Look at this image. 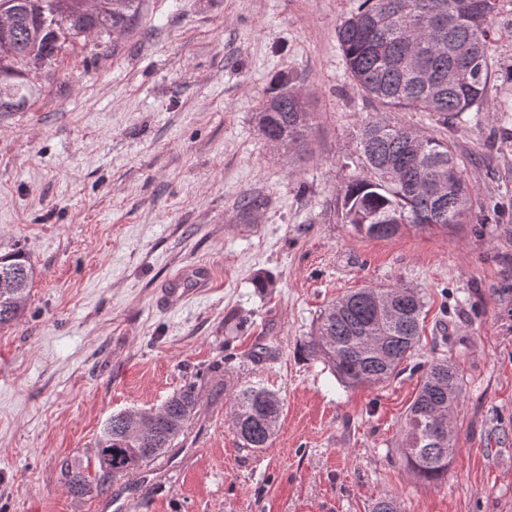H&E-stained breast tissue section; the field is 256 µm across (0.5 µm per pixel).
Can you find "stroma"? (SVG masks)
<instances>
[{"label":"stroma","mask_w":512,"mask_h":512,"mask_svg":"<svg viewBox=\"0 0 512 512\" xmlns=\"http://www.w3.org/2000/svg\"><path fill=\"white\" fill-rule=\"evenodd\" d=\"M357 0H142L118 45L94 39L39 69L0 112V253L37 276L0 329V512H512V0L491 43L487 111L444 125L389 110L349 78L336 29ZM311 114L304 140L257 129L274 82ZM418 128L464 163L470 220L394 237L356 233L341 193L366 169L362 121ZM265 204L242 216L241 199ZM206 265L175 307L165 281ZM269 280L259 288L257 280ZM404 284L425 307L419 345L389 382L342 385L299 349L323 308ZM452 361L462 401L441 484L401 457L424 365ZM198 404L173 448L108 495L75 500L64 462L93 463L112 414L159 407L185 382ZM283 400L270 447L242 448L231 395Z\"/></svg>","instance_id":"35a3bbf8"}]
</instances>
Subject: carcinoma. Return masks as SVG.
<instances>
[{"mask_svg": "<svg viewBox=\"0 0 512 512\" xmlns=\"http://www.w3.org/2000/svg\"><path fill=\"white\" fill-rule=\"evenodd\" d=\"M141 0H0L14 18L0 25V112H17L33 94L28 73L52 66L65 44L92 35L115 37L129 31ZM500 0H358V7L336 30L348 73L356 86L384 106L433 112L452 124L465 112L486 104L493 63L490 44ZM464 67L466 78L442 87L448 71ZM310 113L301 98L281 81L258 112V131L267 139L297 143L304 139ZM357 150L367 174L349 182L342 195V219L361 234L396 235L406 224L448 229L471 211V196L461 160L451 146L417 129L370 119L359 128ZM446 184L441 206L424 191ZM36 271L21 252L0 255V328L24 315ZM424 302L404 284L366 286L327 305L303 353L327 365L345 385L378 386L396 375L420 341ZM462 397L455 365L437 358L424 366L418 394L404 423L402 457L422 480L448 475L454 440L444 441ZM198 401L189 381L162 407L139 412L148 423L129 432L127 414L112 415L96 441L95 471L79 464L62 466L61 476L75 499L112 490L172 447ZM283 402L259 383L232 393L234 432L243 448L261 450L276 434Z\"/></svg>", "mask_w": 512, "mask_h": 512, "instance_id": "carcinoma-1", "label": "carcinoma"}]
</instances>
